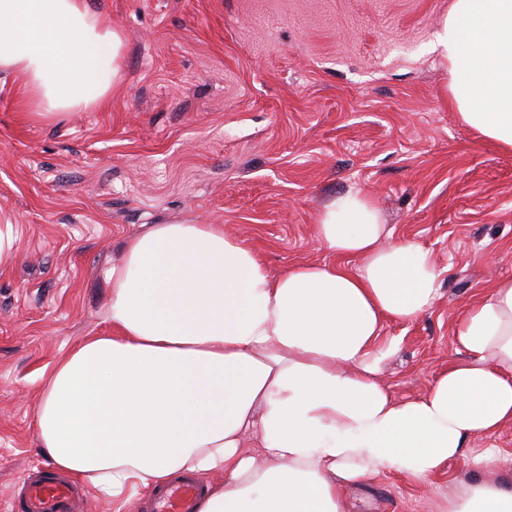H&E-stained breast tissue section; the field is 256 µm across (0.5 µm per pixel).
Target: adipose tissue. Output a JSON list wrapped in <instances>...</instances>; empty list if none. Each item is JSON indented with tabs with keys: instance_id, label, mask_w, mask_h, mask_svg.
<instances>
[{
	"instance_id": "ef3b65f1",
	"label": "adipose tissue",
	"mask_w": 512,
	"mask_h": 512,
	"mask_svg": "<svg viewBox=\"0 0 512 512\" xmlns=\"http://www.w3.org/2000/svg\"><path fill=\"white\" fill-rule=\"evenodd\" d=\"M437 45L462 121L512 150V0H453ZM123 48L87 0H0V72L22 77L41 119L103 102ZM315 233L332 263L276 276L220 224L128 239L107 273L108 332L41 386L47 465L122 506L177 473L220 471L200 512H348L351 490L389 472L430 486L472 438L512 425V279L457 321L467 360L399 399L380 380L399 348L383 327L433 304L431 252L393 238L357 193L329 202ZM434 512H512V477L460 479Z\"/></svg>"
}]
</instances>
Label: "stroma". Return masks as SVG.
<instances>
[{"label":"stroma","instance_id":"35a3bbf8","mask_svg":"<svg viewBox=\"0 0 512 512\" xmlns=\"http://www.w3.org/2000/svg\"><path fill=\"white\" fill-rule=\"evenodd\" d=\"M453 0H88L125 39L110 100L37 118L0 74V222L17 259L0 269V512L45 461L39 387L76 342L107 330L106 270L148 224H220L271 273L327 260L314 226L334 197L363 193L395 237L431 250L439 296L409 324L381 378L422 394L464 359L456 322L512 279V151L450 104L435 50ZM432 492L379 476L351 512H433Z\"/></svg>","mask_w":512,"mask_h":512}]
</instances>
